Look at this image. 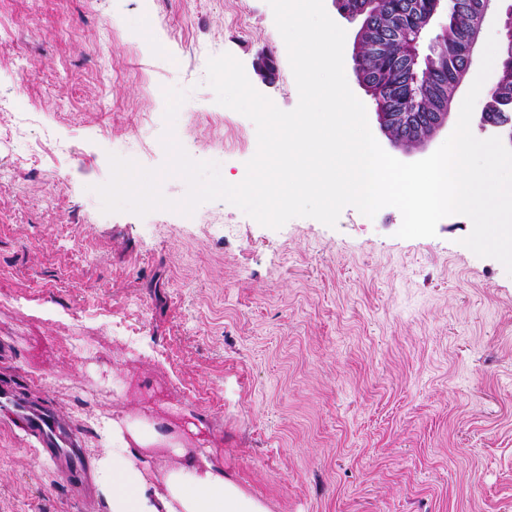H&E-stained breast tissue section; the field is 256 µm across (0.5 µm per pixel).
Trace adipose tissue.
<instances>
[{
  "label": "adipose tissue",
  "instance_id": "adipose-tissue-1",
  "mask_svg": "<svg viewBox=\"0 0 512 512\" xmlns=\"http://www.w3.org/2000/svg\"><path fill=\"white\" fill-rule=\"evenodd\" d=\"M112 446L94 464V479L108 512H267L224 477L205 454L178 449V463L156 473L145 458L160 443L151 430H124L113 423Z\"/></svg>",
  "mask_w": 512,
  "mask_h": 512
}]
</instances>
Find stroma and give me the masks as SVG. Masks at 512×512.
<instances>
[{
	"instance_id": "stroma-1",
	"label": "stroma",
	"mask_w": 512,
	"mask_h": 512,
	"mask_svg": "<svg viewBox=\"0 0 512 512\" xmlns=\"http://www.w3.org/2000/svg\"><path fill=\"white\" fill-rule=\"evenodd\" d=\"M215 52L297 106L267 0H0V139L30 144L0 153V382L87 458L144 423L153 468L208 450L268 512H512V276L463 246L469 218L402 239L393 207L277 230L222 200L103 213L114 145L165 161V88L189 156L245 172L256 128L216 103ZM38 448L0 419V512H107Z\"/></svg>"
}]
</instances>
